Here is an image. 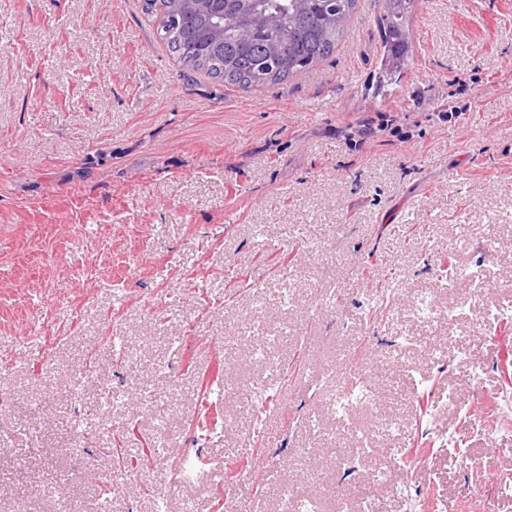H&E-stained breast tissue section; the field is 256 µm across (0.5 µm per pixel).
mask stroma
<instances>
[{
	"instance_id": "obj_1",
	"label": "stroma",
	"mask_w": 512,
	"mask_h": 512,
	"mask_svg": "<svg viewBox=\"0 0 512 512\" xmlns=\"http://www.w3.org/2000/svg\"><path fill=\"white\" fill-rule=\"evenodd\" d=\"M143 6L0 0V512H105L107 487L106 512H285L289 483L322 512H512V426L471 412L512 401V0H416L381 94V0L332 56L247 91L182 66ZM452 78L475 102L445 123ZM381 112L405 140L351 150L348 124ZM460 300L458 323L422 312ZM362 371L375 400L338 409ZM217 417L175 482L186 431ZM162 430L174 449L140 464ZM362 438L373 453L332 468ZM253 453L271 488L225 492Z\"/></svg>"
}]
</instances>
